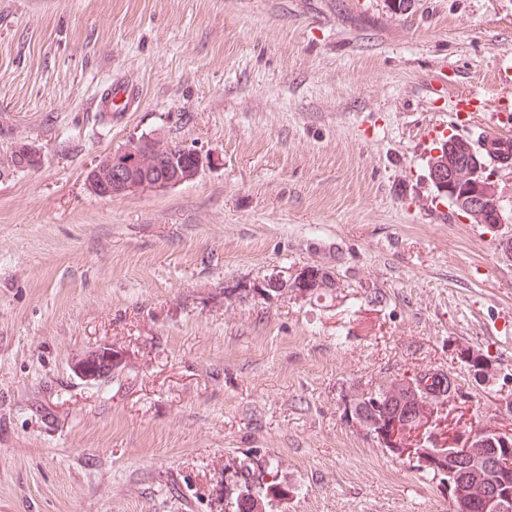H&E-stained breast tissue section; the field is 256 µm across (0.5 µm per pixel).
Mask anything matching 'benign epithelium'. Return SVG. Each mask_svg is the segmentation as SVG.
I'll return each instance as SVG.
<instances>
[{
  "label": "benign epithelium",
  "instance_id": "benign-epithelium-1",
  "mask_svg": "<svg viewBox=\"0 0 512 512\" xmlns=\"http://www.w3.org/2000/svg\"><path fill=\"white\" fill-rule=\"evenodd\" d=\"M191 154L194 164L187 170H180L176 160L171 159L160 176L135 178L132 176V167L136 164V153L122 149L108 155L102 165L90 169L86 182L93 193L109 199L181 185L195 179L208 163L207 158L198 151L193 149ZM477 174L483 177V190L467 200L458 201V207L469 211L488 205L495 210L497 223H506L497 184L486 175V169H477ZM116 361L112 347L103 345L75 360L73 370L85 379L100 380L112 375V364ZM406 398L410 399V411L406 419L390 421L379 418L383 403L398 402ZM425 408L426 396L416 391L410 380L403 379L383 393L381 399L375 401L373 415L368 420L375 423L384 446L403 455H413L415 449L404 444V439L421 428H427L437 415L435 411L430 415L423 413ZM462 443L463 448L460 451L450 448L445 456L432 452L420 456V462L435 467L447 478L451 499L465 504L479 498L486 502L485 512H512V501H508L507 496L499 497L490 491L491 462L495 456L512 457V436L494 429H476L465 435Z\"/></svg>",
  "mask_w": 512,
  "mask_h": 512
}]
</instances>
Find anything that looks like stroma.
<instances>
[{"label": "stroma", "mask_w": 512, "mask_h": 512, "mask_svg": "<svg viewBox=\"0 0 512 512\" xmlns=\"http://www.w3.org/2000/svg\"><path fill=\"white\" fill-rule=\"evenodd\" d=\"M389 4L0 0V512H224L268 460L271 512H452L347 405L439 371L434 447L512 433V167H487L491 228L427 172L439 138L512 122V0ZM111 78L140 99L104 122ZM146 134L207 166L94 194L88 169ZM22 143L37 168H8ZM307 266L334 287L227 291ZM103 344L112 376H77Z\"/></svg>", "instance_id": "1"}]
</instances>
